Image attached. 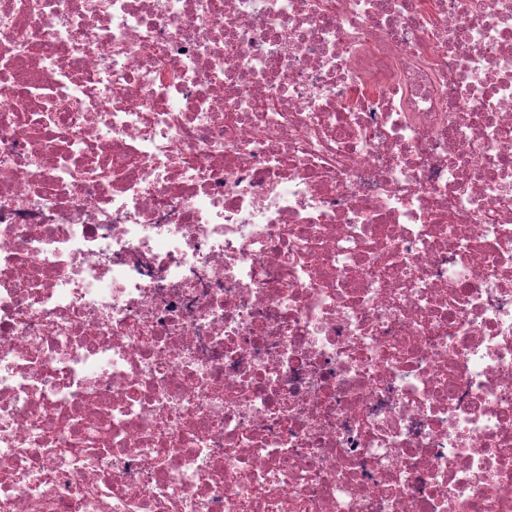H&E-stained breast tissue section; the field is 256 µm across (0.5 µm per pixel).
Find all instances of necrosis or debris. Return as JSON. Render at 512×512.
Listing matches in <instances>:
<instances>
[{
  "label": "necrosis or debris",
  "mask_w": 512,
  "mask_h": 512,
  "mask_svg": "<svg viewBox=\"0 0 512 512\" xmlns=\"http://www.w3.org/2000/svg\"><path fill=\"white\" fill-rule=\"evenodd\" d=\"M0 512H512V0H0Z\"/></svg>",
  "instance_id": "necrosis-or-debris-1"
}]
</instances>
